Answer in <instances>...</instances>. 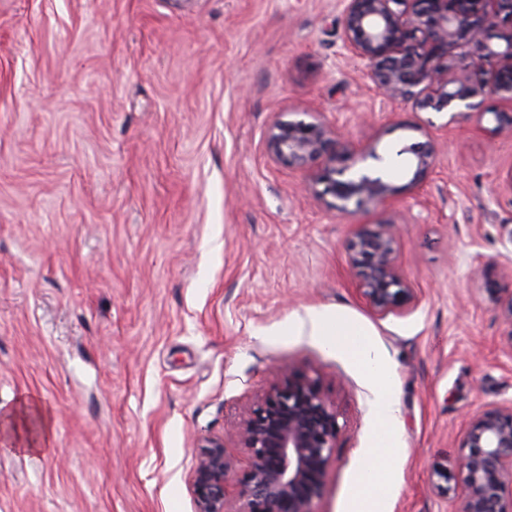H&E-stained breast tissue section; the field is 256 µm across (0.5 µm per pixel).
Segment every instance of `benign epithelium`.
<instances>
[{
	"mask_svg": "<svg viewBox=\"0 0 512 512\" xmlns=\"http://www.w3.org/2000/svg\"><path fill=\"white\" fill-rule=\"evenodd\" d=\"M342 54L357 59L374 88L391 101L441 112L477 97L512 106V0H343ZM504 41L502 50L491 40ZM459 44L471 52L457 57ZM265 149L275 163L306 170L322 167L306 182L309 192L334 198L342 216L366 202L383 203L398 188L384 179L385 158L372 144L345 147L335 127L312 120H277L266 130ZM410 190L433 170L435 147L412 150ZM348 257L371 311L403 315L420 302L405 277L397 233L354 230ZM512 324V290L491 296ZM340 432L336 407L317 382L280 374L268 391L234 425L249 455L236 501L225 495L235 471L224 437L203 440L192 469L195 512H313ZM464 452L451 464L434 467L431 482L442 496L459 500L455 512H512V402L473 415Z\"/></svg>",
	"mask_w": 512,
	"mask_h": 512,
	"instance_id": "obj_1",
	"label": "benign epithelium"
}]
</instances>
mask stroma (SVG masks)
Segmentation results:
<instances>
[{"label": "stroma", "instance_id": "35a3bbf8", "mask_svg": "<svg viewBox=\"0 0 512 512\" xmlns=\"http://www.w3.org/2000/svg\"><path fill=\"white\" fill-rule=\"evenodd\" d=\"M341 0H0V416L30 396L46 449L0 440V512H194L202 441L283 372L317 381L340 432L314 512L354 497L379 419L373 375L297 324L362 329L396 387L388 492L371 512H454L430 482L471 415L512 402V136L499 100L418 112L340 53ZM316 112L391 159L392 202L337 216L272 162L278 118ZM439 140L419 190L394 157ZM399 227L411 312L379 317L349 264L355 228ZM489 267L487 280L469 277Z\"/></svg>", "mask_w": 512, "mask_h": 512}]
</instances>
